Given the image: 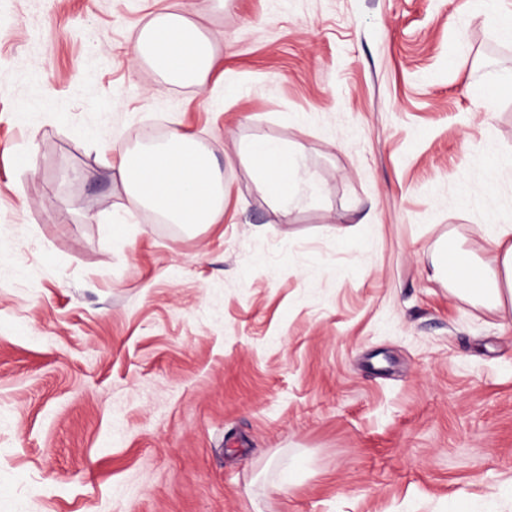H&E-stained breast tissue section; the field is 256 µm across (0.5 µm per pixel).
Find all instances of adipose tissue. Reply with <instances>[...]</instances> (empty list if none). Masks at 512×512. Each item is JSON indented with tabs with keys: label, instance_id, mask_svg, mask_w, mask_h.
<instances>
[{
	"label": "adipose tissue",
	"instance_id": "ef3b65f1",
	"mask_svg": "<svg viewBox=\"0 0 512 512\" xmlns=\"http://www.w3.org/2000/svg\"><path fill=\"white\" fill-rule=\"evenodd\" d=\"M135 54L172 81L189 82L202 91L219 64L210 38L176 2L142 30ZM240 154L258 173L266 194L278 199L294 195L293 160L285 144L257 139L241 147ZM115 167L130 208H152L190 227L218 223L224 214V175L184 132L173 131L164 143L120 154ZM489 245L495 256L491 266L474 262L454 243H443L432 276L456 294L511 315L512 225H499Z\"/></svg>",
	"mask_w": 512,
	"mask_h": 512
}]
</instances>
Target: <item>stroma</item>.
Wrapping results in <instances>:
<instances>
[{
    "instance_id": "stroma-1",
    "label": "stroma",
    "mask_w": 512,
    "mask_h": 512,
    "mask_svg": "<svg viewBox=\"0 0 512 512\" xmlns=\"http://www.w3.org/2000/svg\"><path fill=\"white\" fill-rule=\"evenodd\" d=\"M183 2L205 94L132 61L172 0H0V512H512V320L428 256L512 224V0ZM173 129L202 231L112 168ZM239 152L258 173L260 186L266 194L285 200L295 194L296 183L290 168L293 159L285 144L257 139L241 146Z\"/></svg>"
}]
</instances>
